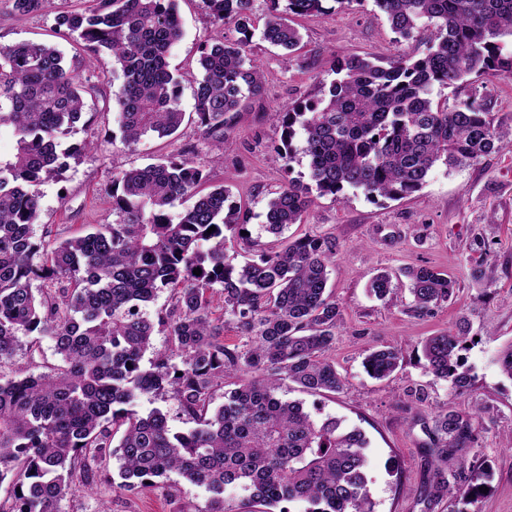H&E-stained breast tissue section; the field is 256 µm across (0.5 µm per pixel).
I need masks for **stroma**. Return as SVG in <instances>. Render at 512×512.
<instances>
[{
	"instance_id": "obj_1",
	"label": "stroma",
	"mask_w": 512,
	"mask_h": 512,
	"mask_svg": "<svg viewBox=\"0 0 512 512\" xmlns=\"http://www.w3.org/2000/svg\"><path fill=\"white\" fill-rule=\"evenodd\" d=\"M87 5V0H55L48 12L24 16L13 10L12 0H0V43L49 42L72 55L56 18ZM177 10L183 36L170 65L185 76L181 106L189 113L194 104L190 77L198 71L200 47L214 27L204 0H177ZM296 23L303 34L297 54L256 43L267 95L250 103L235 134L220 145L203 141L189 120L174 136L152 135L130 146L122 144L112 108L113 62L109 54H100L91 71L100 77L102 91L86 100L94 122L69 135L68 144L80 145V153L69 159L65 171L43 184L35 236L62 240L91 225L112 223L114 174L191 151L213 183L228 186L233 198L250 209L249 229L261 248L282 246L286 237L308 232L335 238L338 250L330 285L344 327L327 357L345 386L337 393L311 394L292 384L282 394L302 402L312 416L336 414L366 432L375 512H512V378L498 361L500 352L512 344V149L460 166L437 163L424 187L399 201L373 203L360 193L341 202L320 197L304 222L292 225L286 236L260 230L257 216L285 178L273 150L282 134L276 112L288 102L318 97V64L330 54L393 58L407 49L374 0H355L329 15L303 16ZM483 93L491 101L493 125L512 137V79L490 81L472 75L465 83L435 89L433 97L452 104ZM218 155L223 161L217 165L213 159ZM478 259L485 272L479 281L471 276ZM413 266L446 271L457 281L454 296L424 316L409 307L402 272ZM384 270L396 275V301L377 300L368 291L371 279ZM462 321L468 323L472 339L464 353L472 385L457 396L449 383L424 371L422 346L428 337L453 330ZM373 346H393L403 356L401 366L382 380L371 378L364 367ZM477 405L485 409L481 437L465 465L448 468L453 494L432 498L426 450L433 417L448 407ZM485 469L492 473L487 492L459 496V488L478 484ZM111 476V471H100L92 485L74 487L62 501L61 512H100L105 506L112 512H199L207 504L202 488L176 476L155 479L152 486L132 493L113 490Z\"/></svg>"
}]
</instances>
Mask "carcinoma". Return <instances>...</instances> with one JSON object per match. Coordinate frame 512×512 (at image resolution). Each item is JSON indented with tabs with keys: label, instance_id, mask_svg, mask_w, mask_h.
<instances>
[{
	"label": "carcinoma",
	"instance_id": "obj_1",
	"mask_svg": "<svg viewBox=\"0 0 512 512\" xmlns=\"http://www.w3.org/2000/svg\"><path fill=\"white\" fill-rule=\"evenodd\" d=\"M90 2L57 18L76 35L80 58L50 43L0 44V129L15 139L14 153L0 158V483L9 477L14 489L0 512H60L75 474L90 482L107 456L121 491L170 474L205 488L210 499L199 512H291L286 503L303 512H374L365 432L278 395L287 383L314 394L344 386L326 357L343 320L327 291L336 239L306 233L278 250H254L244 234L250 212L223 184L200 190L208 174L184 155L113 177L115 222L60 241L35 239L44 176L84 149L62 144L82 120L86 97L98 92L81 71L99 54L112 55V75L122 78L113 100L126 144L172 136L185 119L182 76L168 62L183 36L175 0ZM204 2L216 31L192 77L195 124L202 139L222 143L240 112L265 93L254 36L293 54L302 45L293 17L324 15L328 0H269L259 31L253 0ZM375 4L409 51L383 63L333 55L322 64L333 76L328 90L275 113L287 180L267 202L266 232L281 235L302 223L318 197L343 200L353 189L373 201L402 199L441 160L459 165L512 146L485 104L448 106L432 97L435 86L472 73L512 77V52L499 44L512 38V0ZM48 7L50 0H14L24 15ZM299 156L307 160L306 182L291 176ZM228 233L249 253L244 261L224 253ZM404 276L417 314L456 291V280L429 267ZM168 288L171 306L151 316L148 304ZM369 288L381 301L394 300L387 272ZM216 294L224 301L220 320L210 310ZM226 324L245 338L242 345L224 343ZM158 326L167 331L162 349ZM467 335L461 326L422 348L425 370L457 393L472 381L461 363ZM44 338L56 364L36 374L10 369L20 350L31 361L42 354ZM401 361L398 349L374 347L365 369L382 379ZM227 379L235 388L217 405L215 392ZM167 394L187 429L173 430L157 407L135 408L141 396ZM478 419L475 411L436 414L428 448L436 497L450 491L448 462L464 464L477 442Z\"/></svg>",
	"mask_w": 512,
	"mask_h": 512
}]
</instances>
